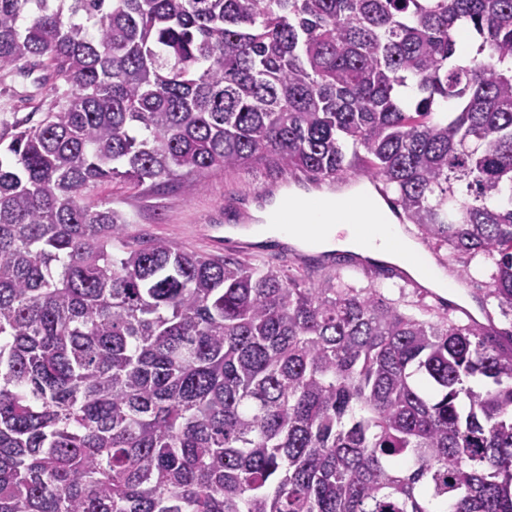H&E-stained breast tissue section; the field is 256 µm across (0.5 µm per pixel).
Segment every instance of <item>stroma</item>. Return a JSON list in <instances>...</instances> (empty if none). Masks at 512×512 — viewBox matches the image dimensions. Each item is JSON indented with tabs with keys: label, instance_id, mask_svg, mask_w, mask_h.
<instances>
[{
	"label": "stroma",
	"instance_id": "obj_1",
	"mask_svg": "<svg viewBox=\"0 0 512 512\" xmlns=\"http://www.w3.org/2000/svg\"><path fill=\"white\" fill-rule=\"evenodd\" d=\"M55 99L53 84L42 68L8 73L0 71V129L27 119L39 121ZM309 181L294 184L288 173L268 168L216 169L197 182L160 190L137 188L120 182L99 186L97 196L113 201L127 219V239L163 238L201 254L215 253L211 239L235 224H253L257 210L288 192L307 193ZM340 274L356 288L377 285L385 297L410 309L417 301L435 304L433 296H420L415 284L399 277L375 274L367 268L326 266L315 277Z\"/></svg>",
	"mask_w": 512,
	"mask_h": 512
}]
</instances>
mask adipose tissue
Returning a JSON list of instances; mask_svg holds the SVG:
<instances>
[{"label": "adipose tissue", "instance_id": "obj_1", "mask_svg": "<svg viewBox=\"0 0 512 512\" xmlns=\"http://www.w3.org/2000/svg\"><path fill=\"white\" fill-rule=\"evenodd\" d=\"M252 234L264 240L284 239L301 247L316 243L319 250H352L380 260L407 265L412 273L445 292L447 280L419 255L417 245L363 190L344 198L316 195L289 196L258 212Z\"/></svg>", "mask_w": 512, "mask_h": 512}]
</instances>
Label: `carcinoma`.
I'll list each match as a JSON object with an SVG mask.
<instances>
[{
  "instance_id": "1",
  "label": "carcinoma",
  "mask_w": 512,
  "mask_h": 512,
  "mask_svg": "<svg viewBox=\"0 0 512 512\" xmlns=\"http://www.w3.org/2000/svg\"><path fill=\"white\" fill-rule=\"evenodd\" d=\"M28 65L55 99L0 134V512H512V329L129 242L95 198L362 175L512 315V0H0Z\"/></svg>"
}]
</instances>
